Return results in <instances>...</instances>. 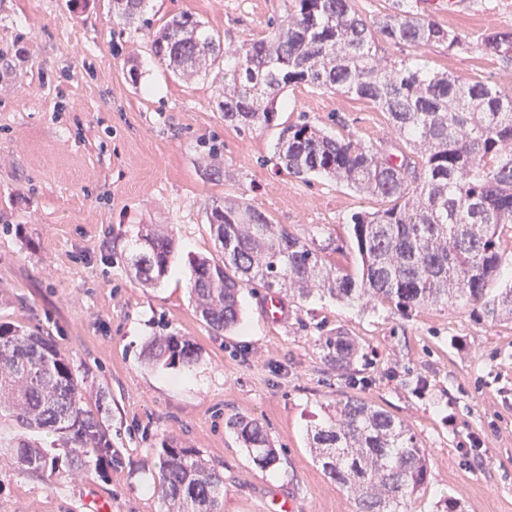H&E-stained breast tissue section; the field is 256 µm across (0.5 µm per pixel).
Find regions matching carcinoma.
Segmentation results:
<instances>
[{"label": "carcinoma", "mask_w": 512, "mask_h": 512, "mask_svg": "<svg viewBox=\"0 0 512 512\" xmlns=\"http://www.w3.org/2000/svg\"><path fill=\"white\" fill-rule=\"evenodd\" d=\"M144 0H112V16L151 27ZM409 45L411 57L390 66L373 53L375 36ZM470 37L449 31L395 0L394 10L369 25L351 0H284L270 35L224 51L220 36L188 13L174 15L154 40L155 54L177 72H197L224 60V120L241 130L275 125L274 107L286 87L305 84L365 99L386 113L396 134L420 156L398 160L354 138H331L304 122L282 127L276 153L297 177H336L377 198L380 207L350 217L360 257L353 274L325 248L272 223L263 211L214 197L206 217L221 258L190 262L196 309L214 331L240 321L239 295L248 285L286 289L300 300L317 293L333 300L365 298L409 313L461 302L495 322L512 319V272L504 273L502 232L512 225V97L484 81L463 83L433 71L421 50L455 51ZM476 46L512 72V28L481 34ZM171 235H137L131 265L145 285L157 284L175 255ZM336 369H347L355 346L346 336L325 340ZM148 357L191 365L192 342L164 336ZM20 428L53 429L70 437L71 466L84 467L88 450L104 447L102 423L82 406V391L67 356L33 331L0 324V414ZM226 426L260 468L277 453L254 419L230 417ZM310 448L323 471L353 496L355 512H411L425 488L430 458L403 421L349 396L335 415L310 430ZM16 457L45 473L52 462L19 440ZM224 476L192 448L171 440L159 450L158 488L169 512H217Z\"/></svg>", "instance_id": "carcinoma-1"}]
</instances>
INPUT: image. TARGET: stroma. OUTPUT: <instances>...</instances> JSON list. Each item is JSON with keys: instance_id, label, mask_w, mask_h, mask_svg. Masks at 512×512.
Listing matches in <instances>:
<instances>
[{"instance_id": "obj_1", "label": "stroma", "mask_w": 512, "mask_h": 512, "mask_svg": "<svg viewBox=\"0 0 512 512\" xmlns=\"http://www.w3.org/2000/svg\"><path fill=\"white\" fill-rule=\"evenodd\" d=\"M414 10L470 36L512 27V0H466L451 16L428 0ZM283 0H148L154 26L190 13L235 46L269 31ZM153 36L113 18L110 0H0V324L52 341L70 360L84 409L105 425L112 465L90 451L69 465L65 436L27 438L61 472L52 479L21 465L9 444L18 427L0 418V512H168L158 496L163 441L192 448L224 475L220 512H354V502L315 461L307 431L337 399L358 396L404 420L430 453L429 483L414 512H512V319L489 322L462 304L412 313L319 296L294 299L241 291V321L211 330L190 297L189 261L216 256L204 205L239 200L288 231L335 248L356 271L347 234L376 199L337 178L305 179L281 167V123L307 122L395 157L415 156L372 103L333 90L291 86L278 123L240 131L225 122L224 73L175 74L152 52ZM429 67L464 81L483 78L512 96V77L475 46L424 51ZM224 169L220 182L205 170ZM149 224L178 251L154 286L136 279L129 253ZM277 298L280 319L266 303ZM352 339L357 353L338 370L325 337ZM190 340L192 366L150 361L160 336ZM257 420L277 451L272 468L253 464L225 421ZM477 435L484 460L463 456Z\"/></svg>"}]
</instances>
